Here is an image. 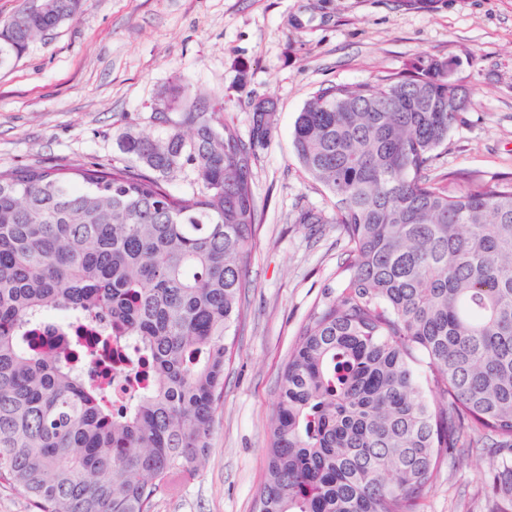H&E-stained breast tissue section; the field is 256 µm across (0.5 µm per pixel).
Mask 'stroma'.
Returning a JSON list of instances; mask_svg holds the SVG:
<instances>
[{
	"label": "stroma",
	"mask_w": 512,
	"mask_h": 512,
	"mask_svg": "<svg viewBox=\"0 0 512 512\" xmlns=\"http://www.w3.org/2000/svg\"><path fill=\"white\" fill-rule=\"evenodd\" d=\"M445 60L468 93L429 174L451 188L512 179V0H84L55 33L0 64V171L125 166L123 132H167L162 93L189 85L216 120L250 134L252 104L270 98L276 121L252 166L262 221L246 275L244 315L224 372L208 459L174 482L154 512H252L266 481V448L281 372L300 326L347 248L330 201L297 162L291 131L319 86L377 82ZM325 216L300 224V210ZM443 461L421 512H488L478 471L500 463Z\"/></svg>",
	"instance_id": "obj_1"
}]
</instances>
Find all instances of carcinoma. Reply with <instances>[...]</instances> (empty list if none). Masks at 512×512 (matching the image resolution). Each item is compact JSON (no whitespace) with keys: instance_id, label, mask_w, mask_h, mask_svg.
Instances as JSON below:
<instances>
[{"instance_id":"obj_1","label":"carcinoma","mask_w":512,"mask_h":512,"mask_svg":"<svg viewBox=\"0 0 512 512\" xmlns=\"http://www.w3.org/2000/svg\"><path fill=\"white\" fill-rule=\"evenodd\" d=\"M83 0L0 26V62L50 36ZM448 62L381 84L315 90L292 131L304 172L334 199L349 248L301 326L279 384L267 480L253 512H418L445 456L497 448L494 512H512V180L450 190L425 175L459 116ZM163 138L125 132L142 168L0 172V489L31 512H153L178 475L195 476L242 320L258 224L257 148L189 86ZM191 169L198 190L165 182ZM52 311L105 316L112 356L134 336L152 385L123 412L108 383L71 364L80 337L27 349L22 329ZM431 376L415 369V353Z\"/></svg>"}]
</instances>
